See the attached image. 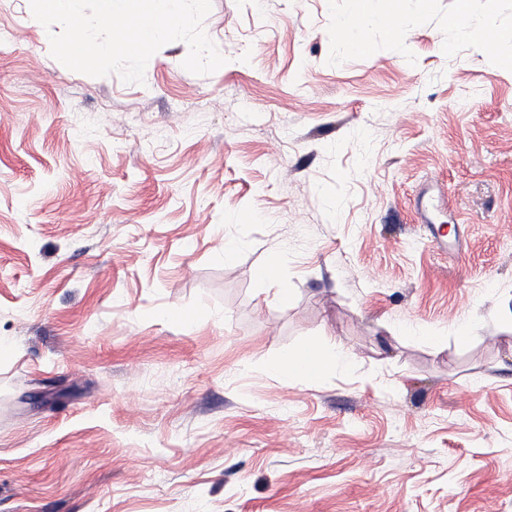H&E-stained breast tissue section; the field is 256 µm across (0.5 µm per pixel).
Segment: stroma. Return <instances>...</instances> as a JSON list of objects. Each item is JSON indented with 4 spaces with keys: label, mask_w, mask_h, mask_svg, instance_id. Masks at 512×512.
<instances>
[{
    "label": "stroma",
    "mask_w": 512,
    "mask_h": 512,
    "mask_svg": "<svg viewBox=\"0 0 512 512\" xmlns=\"http://www.w3.org/2000/svg\"><path fill=\"white\" fill-rule=\"evenodd\" d=\"M348 12L212 0L138 85L0 0V512H512V0ZM370 0H350L348 16L338 21L336 28L341 33H348L357 27L369 15ZM336 363V354L332 352L312 351L303 357L288 361V358L276 362L272 369L284 379L295 376L311 378L325 367Z\"/></svg>",
    "instance_id": "obj_1"
}]
</instances>
